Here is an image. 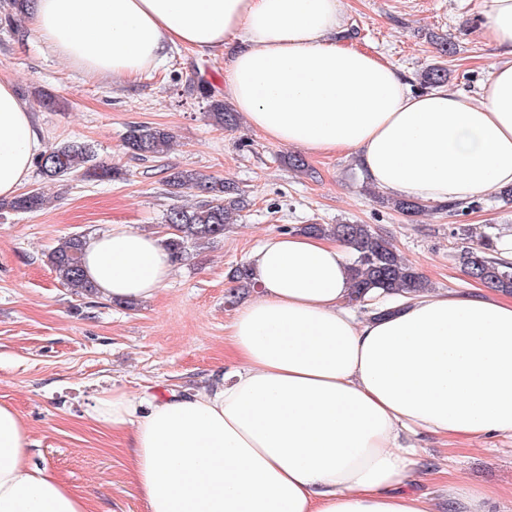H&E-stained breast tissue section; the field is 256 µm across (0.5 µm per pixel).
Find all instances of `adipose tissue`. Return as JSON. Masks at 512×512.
Segmentation results:
<instances>
[{"instance_id": "adipose-tissue-1", "label": "adipose tissue", "mask_w": 512, "mask_h": 512, "mask_svg": "<svg viewBox=\"0 0 512 512\" xmlns=\"http://www.w3.org/2000/svg\"><path fill=\"white\" fill-rule=\"evenodd\" d=\"M499 62L474 95L412 90L379 57L339 44L343 0H33L39 38L86 74L133 78L180 45L230 49L224 96L255 131L355 156L397 197L444 205L512 186V0H479ZM42 143L0 81V199L27 181ZM348 247L286 233L251 251L260 297L235 316L234 367L210 392L141 403L116 390L91 418L131 431L146 512H486L489 489L413 491L420 432L512 436V296L426 291L357 317ZM99 296L153 298L173 264L152 233L91 235ZM29 432L0 404V512H88L29 460Z\"/></svg>"}]
</instances>
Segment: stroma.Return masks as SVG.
<instances>
[{"label":"stroma","instance_id":"stroma-1","mask_svg":"<svg viewBox=\"0 0 512 512\" xmlns=\"http://www.w3.org/2000/svg\"><path fill=\"white\" fill-rule=\"evenodd\" d=\"M344 26L345 45L381 54L413 86L427 65L439 64L450 91L473 95L499 61L481 36L478 0H344ZM446 41L454 54L441 53ZM0 80L30 106L43 145L85 142L97 162L125 172L120 180L73 174L51 184L32 173L24 188L41 189L47 205L0 215V404L27 426L31 461L84 496L89 512H145L127 434L90 419L91 406L114 389L152 401L221 384L231 364L224 337L238 312L226 302L227 273L267 238L300 224H368L433 290L464 292L474 283L461 271L450 225L493 239L512 233V208L494 194L454 217L431 205L408 218L373 201L353 157L308 152L309 170L300 173L283 161L287 146L247 123L233 131L214 126L195 88L205 80L223 95L220 52L181 46L136 79L94 77L48 49L29 18L12 16L9 0H0ZM133 123L171 130L170 149L144 159L126 154L122 136ZM171 167L232 179L247 192L249 209L223 239L175 264L157 296L135 308L63 285L45 258L59 239L116 224L165 234L167 210L193 202L169 194ZM418 459L417 491L464 481L492 490L488 512H512V438L471 444L426 432Z\"/></svg>","mask_w":512,"mask_h":512}]
</instances>
